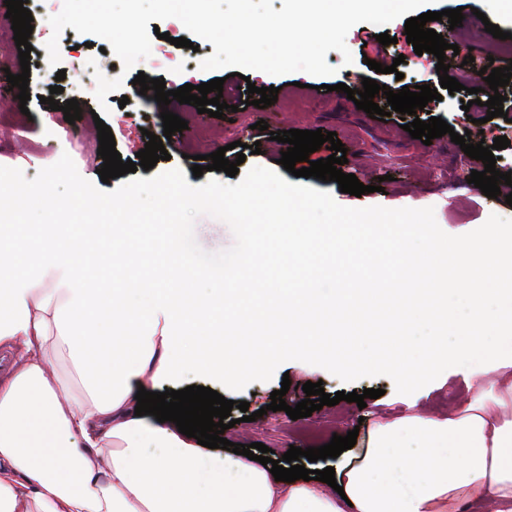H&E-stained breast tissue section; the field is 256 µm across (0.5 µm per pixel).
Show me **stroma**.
<instances>
[{
  "mask_svg": "<svg viewBox=\"0 0 512 512\" xmlns=\"http://www.w3.org/2000/svg\"><path fill=\"white\" fill-rule=\"evenodd\" d=\"M63 0H28L26 7L33 17L34 29L29 38L30 77L27 103H20L15 92L10 91L8 74H20L21 66L18 49L14 41L12 23L7 18L4 0H0V104H6L8 111L0 118V166L17 168L26 178H34L37 172L56 163L62 155H69L79 174L92 183H100L98 170L103 160L98 155V131L92 113L99 105L94 94L84 92L86 82L92 80L95 72L105 76L122 77L119 91L109 93L106 102L110 112L105 115L116 141V149L122 160L135 159L137 152L144 149L147 133L162 135V109L157 102L143 100L133 80L136 72H146L165 80L167 89L174 90L190 83L200 85L212 80L210 72L201 70V59L213 54L214 46L198 41L196 49L175 47L176 38L186 36L181 21L169 18L159 21V38L153 39L150 56L141 61L136 71H124L113 52L104 51L103 39L77 33L72 27H65L60 39L61 64L51 68L47 60L46 42L52 35L48 22L51 15L61 11ZM404 19L398 18L386 26L370 23L353 26L347 36L346 45L353 56L352 64H344L341 53L329 51L326 61L334 67L333 75L319 78L303 72L280 76L267 74L251 75L250 81L256 87L270 85L279 89L277 101L260 109L246 105L247 89L240 77L226 79L223 84V102L228 105L222 118L198 113L188 104L171 102L167 109L188 123V127L175 133L164 147L168 159L157 162L154 169H137L140 178L153 177L154 173L174 168L189 172L197 155H207L218 148H225L228 160H235V151L229 145L235 141L247 144L256 141L253 126L257 121H266L270 131L315 130L332 131L346 148L347 164L343 173H352L360 183L369 185L370 190L356 197L340 192L337 182H324L307 178L306 183L315 189L330 192L334 200L347 207L380 205L386 208L416 206L433 208L440 228L450 235H463L483 225L490 215L512 219V206L504 197L490 198L469 184L472 171L483 170L482 161L468 157L461 149L451 154H440L441 146L451 143L450 136L432 139L430 144L411 138L403 126L411 122V115L392 113L388 116L369 117L348 100L344 92L335 91L338 83L353 85L355 79L373 77L374 72L366 65L360 46L362 38L372 37L379 31H388L396 37L391 52L404 55L405 60L397 73L386 76L388 84H395L397 76L419 84L438 87L436 72L437 59L434 55L415 54L404 31ZM65 70L64 80H57V70ZM61 85L56 94L58 103L78 100L81 118L67 123L63 112L49 109L42 104L41 96L47 95L50 86ZM435 115L444 119L455 132H463L472 120H483L484 137L493 140L498 136L512 133V124L503 118H488L486 109L465 112L459 96L443 95L436 102L433 113H420V120ZM189 184H205V177L191 176ZM290 378L291 385L285 395L289 406H296L304 400L302 390L306 382H322L325 393L339 391L363 392L364 389L380 390L379 398L368 400L365 408L356 403L339 402L334 406H323L311 416L291 420L284 411H270V394L280 389L283 378ZM165 388L181 390L196 385L211 388L228 400L245 401L250 411L256 412L253 422L242 421L240 409H232L230 416L235 425L226 429L224 438L234 443L251 444L260 442L284 455L290 446L301 448L319 447L330 442L332 436H346L348 431H357V447H364L369 430L377 424L387 423L400 416L406 409V397H413L419 413L444 416L449 410L459 409L485 388V379L464 380L453 370L448 359H441L436 372L419 384L413 392L401 389L386 372L374 370L364 374L342 377L318 358L304 354H281L271 369L257 375L237 387H228L221 381L199 373L188 371L164 380Z\"/></svg>",
  "mask_w": 512,
  "mask_h": 512,
  "instance_id": "stroma-1",
  "label": "stroma"
}]
</instances>
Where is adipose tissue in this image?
Wrapping results in <instances>:
<instances>
[{"mask_svg":"<svg viewBox=\"0 0 512 512\" xmlns=\"http://www.w3.org/2000/svg\"><path fill=\"white\" fill-rule=\"evenodd\" d=\"M7 199L43 217L0 214V512H512V239L457 251L447 287L428 288L414 274L437 254L424 238L391 237L390 294L321 279L242 288L191 255L180 230L164 240L177 269L159 283L112 225L75 234L58 222L71 203L50 187L31 201L0 182ZM104 263L120 280L99 277ZM454 299L466 311L452 319ZM354 311L384 335L336 350L327 328ZM285 341L341 374L388 369L403 387L443 356L490 381L445 418L414 414L407 399L410 414L338 457L333 487L275 480L244 456L215 460L175 423L135 413L139 388L190 370L236 386Z\"/></svg>","mask_w":512,"mask_h":512,"instance_id":"obj_1","label":"adipose tissue"}]
</instances>
